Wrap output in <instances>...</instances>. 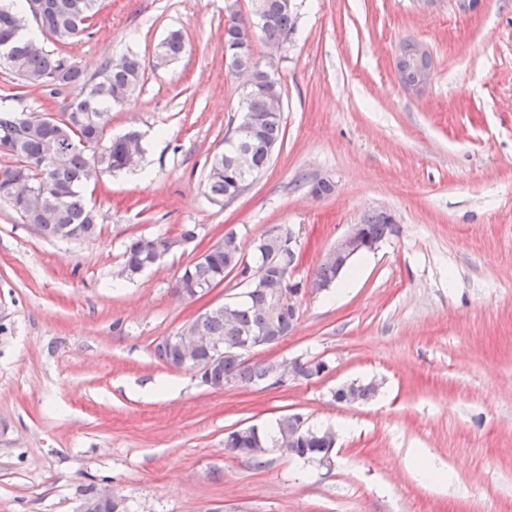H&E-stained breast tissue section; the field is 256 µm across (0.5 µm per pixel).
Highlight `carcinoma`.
I'll return each mask as SVG.
<instances>
[{"mask_svg": "<svg viewBox=\"0 0 512 512\" xmlns=\"http://www.w3.org/2000/svg\"><path fill=\"white\" fill-rule=\"evenodd\" d=\"M39 13L31 11L30 0H8L0 3V61H5L30 88H46L49 95L72 92L68 109L53 121L32 120L24 112L0 107V155L13 160V165L0 168V203L9 205L26 224L34 226L46 239L57 240L74 234L92 241L100 233L99 215L83 193V187L96 180L93 167L100 173H120L141 165L145 148L142 139L127 135L104 138L112 106L127 102L137 90L144 73V62L133 52L121 56L118 64L105 63L93 76H87L70 57L58 50H48L41 38L64 42L78 38L88 27L97 0H46ZM254 15L271 16V22L261 27L263 42L268 44L289 36L295 28L293 10L281 0H255ZM35 22L38 33L24 34L25 16ZM245 21L233 16L227 30L224 49L238 48L253 55V40L242 35L239 26ZM184 48L180 33L172 32L158 46L152 66H167L177 60ZM281 85L259 81L244 93L243 116L226 140L224 152L211 160L206 176V191L211 201L222 203L233 195L239 182H250L270 162L273 151L283 138ZM61 142L62 156L58 166L39 165L42 145L46 139ZM244 149L255 160L256 170L237 175L231 170V157ZM362 223L372 234L383 238L394 232L393 218H382L374 212L366 214ZM166 237L136 236L124 248L118 276L132 279L149 267L158 245ZM220 240L206 257L186 266L174 284L175 293L183 295L187 288L202 291L214 288L233 271L237 262L234 252ZM268 326V316L261 291L250 288L242 303L224 305L211 315H202L191 322L199 336L224 340V362L215 367L205 383L221 390L224 383L265 384L267 375L280 366L288 370V361L249 363L233 350L242 334L261 332ZM155 353L167 364L177 367L179 350L163 341L156 344ZM378 391L375 383H350L336 390L334 397L341 402L361 403ZM299 415L280 418L274 428L255 426L233 431L235 447L244 449L258 467L265 464L263 452L279 448L286 455L321 461L327 454L324 430L313 429V438L295 437Z\"/></svg>", "mask_w": 512, "mask_h": 512, "instance_id": "1", "label": "carcinoma"}]
</instances>
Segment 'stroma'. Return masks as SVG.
I'll return each mask as SVG.
<instances>
[{
  "instance_id": "1",
  "label": "stroma",
  "mask_w": 512,
  "mask_h": 512,
  "mask_svg": "<svg viewBox=\"0 0 512 512\" xmlns=\"http://www.w3.org/2000/svg\"><path fill=\"white\" fill-rule=\"evenodd\" d=\"M293 4L283 141L224 206L205 179L242 117L225 0H102L62 44L89 75L129 49L145 61L105 134L137 128L147 151L138 170L89 184L96 242L45 239L0 204V512H80L92 485L126 512H512V0ZM173 31L181 58L153 68ZM407 41L431 57L418 93L394 66ZM69 99L0 63L1 105L57 116ZM322 177L335 191L317 198ZM382 206L394 233L306 297L283 342L248 355L321 362L323 375L214 390L155 356L203 307L242 300L232 273L194 302L173 291L226 230L248 253L292 228L306 280ZM186 224L194 241L117 279L128 238ZM371 381L366 403L333 396ZM293 414L335 431L332 466L269 451L258 468L226 450L227 432Z\"/></svg>"
}]
</instances>
